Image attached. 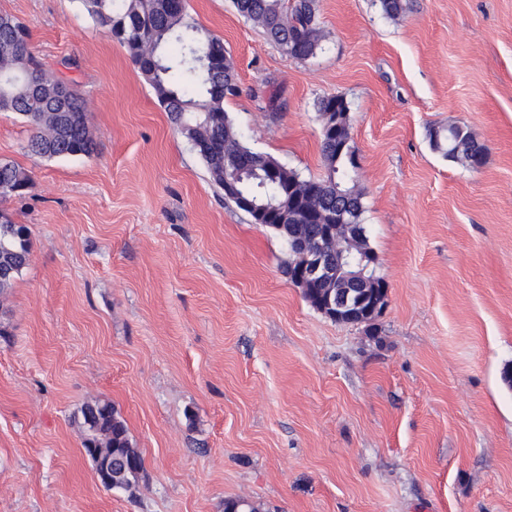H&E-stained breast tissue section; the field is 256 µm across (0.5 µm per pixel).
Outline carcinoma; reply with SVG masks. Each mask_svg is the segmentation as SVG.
Here are the masks:
<instances>
[{"label":"carcinoma","instance_id":"cac0c4a2","mask_svg":"<svg viewBox=\"0 0 512 512\" xmlns=\"http://www.w3.org/2000/svg\"><path fill=\"white\" fill-rule=\"evenodd\" d=\"M87 15L107 30L127 51L145 81L198 156L206 164L213 186L224 200L238 206L225 193L224 180L235 175L240 191L253 197L266 212L248 213L252 223L263 224L288 246L291 261L286 274L310 252L312 239L329 234L338 223L363 249H370L365 224L363 194L350 135L349 111L328 125L327 113L346 103L341 95L319 98L316 109L322 122L321 154L327 175L305 179L276 158L246 146L224 99L237 93L233 62L219 38L202 28L189 11L188 0H80ZM237 13L259 24L266 38L289 56L308 59L322 41L317 0H233ZM30 30L9 15H0V70L18 74L0 77V112H13L31 129L26 150L39 157H87L98 142L86 119L80 91L73 95L78 111L72 120L58 124L48 106L32 99L27 87L47 81L42 64L30 50ZM431 149L448 160L474 166L484 160L485 146L467 129L430 126ZM29 174L16 163L0 160V195H21ZM27 226L0 213V293L11 288L29 262ZM342 284L332 276L313 281L304 298L315 310L317 299L336 293ZM82 446L112 449V484L109 490L133 493L144 472L141 452L129 436L125 420L109 402L87 404L81 410ZM224 512H259L243 498L224 500Z\"/></svg>","mask_w":512,"mask_h":512}]
</instances>
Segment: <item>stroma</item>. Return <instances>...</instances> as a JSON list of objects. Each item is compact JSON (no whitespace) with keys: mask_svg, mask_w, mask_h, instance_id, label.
<instances>
[{"mask_svg":"<svg viewBox=\"0 0 512 512\" xmlns=\"http://www.w3.org/2000/svg\"><path fill=\"white\" fill-rule=\"evenodd\" d=\"M322 48L288 56L232 0H190L237 72L242 142L325 175L318 98L344 96L362 220L388 284L369 324L314 310L270 229L225 203L125 50L78 0H0L44 69L75 79L98 152L24 168L0 212L30 263L0 295V512H512V0H318ZM276 104H269V97ZM467 126L480 168L434 152ZM140 449L106 489L81 408ZM82 446L93 460L96 471L97 459L89 448H112V485L102 484L108 490L124 491L130 495L136 489L144 472V462L139 448L129 436L125 420L109 402L86 404L81 410ZM130 460L139 466L136 475L127 470Z\"/></svg>","mask_w":512,"mask_h":512,"instance_id":"obj_1","label":"stroma"}]
</instances>
